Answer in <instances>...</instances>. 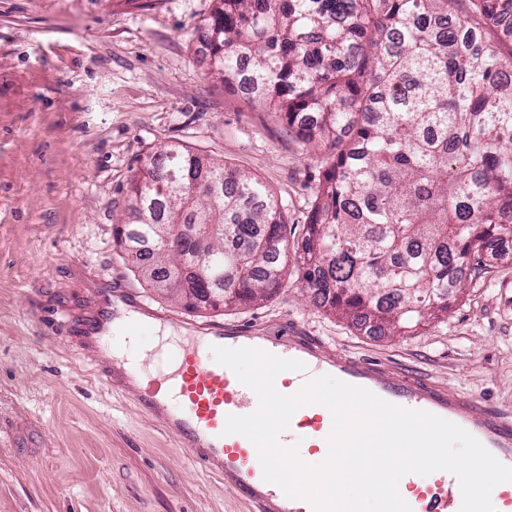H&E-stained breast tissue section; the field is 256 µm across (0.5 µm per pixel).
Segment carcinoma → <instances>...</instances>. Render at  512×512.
<instances>
[{
    "label": "carcinoma",
    "instance_id": "carcinoma-1",
    "mask_svg": "<svg viewBox=\"0 0 512 512\" xmlns=\"http://www.w3.org/2000/svg\"><path fill=\"white\" fill-rule=\"evenodd\" d=\"M216 2L211 73L324 149L318 201L290 240L262 182L162 151L118 233L140 276L231 308L278 293L291 255L315 305L366 332L447 311L473 259L512 241V0Z\"/></svg>",
    "mask_w": 512,
    "mask_h": 512
}]
</instances>
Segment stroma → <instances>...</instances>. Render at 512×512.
<instances>
[{
  "label": "stroma",
  "mask_w": 512,
  "mask_h": 512,
  "mask_svg": "<svg viewBox=\"0 0 512 512\" xmlns=\"http://www.w3.org/2000/svg\"><path fill=\"white\" fill-rule=\"evenodd\" d=\"M215 0H0V512H255L99 376L74 333L96 280L160 318L291 327L512 411V250L484 259L414 335L365 334L280 293L195 311L140 279L116 243L131 179L179 145L263 181L301 232L323 179L287 124L209 73L197 29Z\"/></svg>",
  "instance_id": "obj_1"
}]
</instances>
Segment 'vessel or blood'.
<instances>
[{
	"label": "vessel or blood",
	"instance_id": "1",
	"mask_svg": "<svg viewBox=\"0 0 512 512\" xmlns=\"http://www.w3.org/2000/svg\"><path fill=\"white\" fill-rule=\"evenodd\" d=\"M146 311L138 298L120 288L99 291V312L85 321L82 336L95 351H102L110 338L116 303ZM207 347L182 345L171 351L155 370L107 368V380H122L137 392L139 403L172 436L179 447L200 467L219 474L227 486L245 494L257 512H314L310 502L288 498L283 490L265 482L254 444L247 438L224 432L231 415H247L258 407L254 391L242 385L227 367L218 364L212 347L259 348L282 358L305 364L302 372L284 371L276 378L277 389L297 393L312 372L335 375L351 385L367 389L380 398L407 409L431 412L465 429L501 463L512 467V414L494 409L483 400L444 390L427 378L403 376L366 357L337 349L317 336L295 331L277 336L254 325L210 327ZM333 419L324 406L310 404L298 409L288 429L279 436L282 446L305 444L311 455H326ZM412 512H460L462 494L457 478L446 471L433 472L428 481L408 474L402 479Z\"/></svg>",
	"mask_w": 512,
	"mask_h": 512
}]
</instances>
